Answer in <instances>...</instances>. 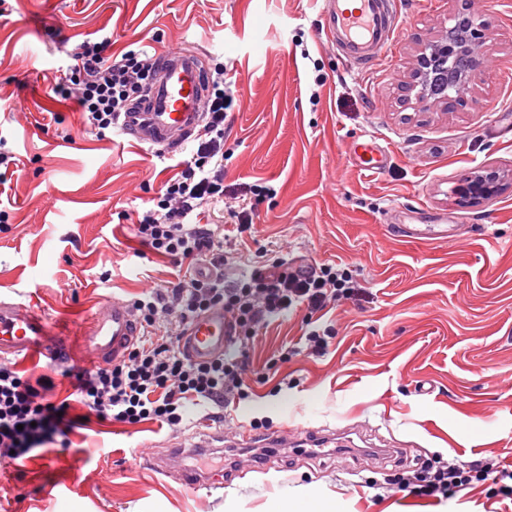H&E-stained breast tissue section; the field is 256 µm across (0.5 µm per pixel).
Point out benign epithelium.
Here are the masks:
<instances>
[{"mask_svg": "<svg viewBox=\"0 0 512 512\" xmlns=\"http://www.w3.org/2000/svg\"><path fill=\"white\" fill-rule=\"evenodd\" d=\"M483 42L482 23L472 17L458 20L438 40L416 54L408 91L418 98H461L479 66ZM499 190L498 172L485 170L463 179L454 188V194L465 202L477 203L495 196Z\"/></svg>", "mask_w": 512, "mask_h": 512, "instance_id": "1", "label": "benign epithelium"}]
</instances>
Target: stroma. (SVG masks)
Segmentation results:
<instances>
[{"mask_svg":"<svg viewBox=\"0 0 512 512\" xmlns=\"http://www.w3.org/2000/svg\"><path fill=\"white\" fill-rule=\"evenodd\" d=\"M392 51L357 70L320 31L319 0H18L0 15V145L17 158L0 184V291L34 300L80 330L99 303L135 301L175 280L170 259L141 254L130 230L175 170L119 130L85 131L52 92L68 51L110 36L157 50L187 45L233 69L224 183L273 185L255 206L245 254L255 264H340L360 293L325 320V355L299 339V308L250 341V398L223 423L173 431L157 422L89 419L68 447L0 472V512H270L273 499L319 490L340 512H512L485 484L436 501L386 484L425 460L512 464V0H398ZM462 16L486 35L462 99L408 97L418 44ZM387 164L371 176L357 145ZM492 167L504 188L478 206L454 187ZM66 363H17L46 376L53 400L72 391ZM268 420L354 427L356 453L280 451L239 458L223 487L184 490L154 472L164 442Z\"/></svg>","mask_w":512,"mask_h":512,"instance_id":"stroma-1","label":"stroma"}]
</instances>
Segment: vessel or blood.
I'll list each match as a JSON object with an SVG mask.
<instances>
[{
    "instance_id": "1",
    "label": "vessel or blood",
    "mask_w": 512,
    "mask_h": 512,
    "mask_svg": "<svg viewBox=\"0 0 512 512\" xmlns=\"http://www.w3.org/2000/svg\"><path fill=\"white\" fill-rule=\"evenodd\" d=\"M346 2L321 0V28L327 42L363 70L391 49L398 24L396 0H356L353 9ZM208 80V60L200 51L185 47L159 54L154 80L141 105L121 116V133L163 152L176 151L202 124ZM140 334L132 306L116 297L88 316L80 342L93 362L104 364L121 360ZM227 334L228 319L223 309L215 308L187 326L183 345L190 356L205 360L223 353ZM68 355L58 324L26 300L0 295V358L21 356L33 363L43 358L58 363ZM212 445L209 439L173 442L152 465L188 489L207 487L215 484V476L188 464L187 458Z\"/></svg>"
}]
</instances>
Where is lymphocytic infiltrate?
<instances>
[{"instance_id":"obj_1","label":"lymphocytic infiltrate","mask_w":512,"mask_h":512,"mask_svg":"<svg viewBox=\"0 0 512 512\" xmlns=\"http://www.w3.org/2000/svg\"><path fill=\"white\" fill-rule=\"evenodd\" d=\"M110 38L83 41L68 54L65 72L53 92L72 103L85 129L97 134L115 127L122 112L138 98L154 70L145 48L113 52ZM204 112L203 131L188 158L152 196L133 223L140 243L175 263H188L192 274L153 287L134 302L142 334L122 360L81 368L74 374L76 403L52 402L53 382L20 375L10 360H0V465L29 459L48 443L68 446L69 436L86 421L138 424L155 421L184 427L192 416L223 422L224 408L246 398L242 374L246 343L299 307L320 312L328 304L356 296L348 269L332 265L299 270L277 257L233 280H225L224 245L231 234L250 232L252 217L244 206H225L224 136L239 106L235 81L215 69ZM220 307L230 319V343L224 354L207 361L190 357L182 332L198 315ZM512 480V470L489 468L474 460L418 477L417 495L442 499L474 485Z\"/></svg>"}]
</instances>
